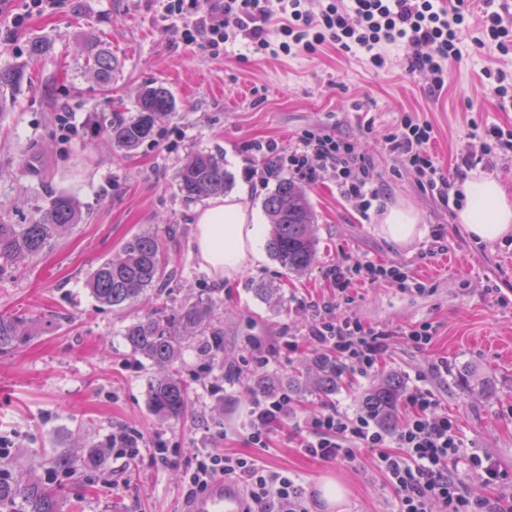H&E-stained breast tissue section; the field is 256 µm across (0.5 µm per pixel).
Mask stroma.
<instances>
[{
    "instance_id": "1",
    "label": "stroma",
    "mask_w": 512,
    "mask_h": 512,
    "mask_svg": "<svg viewBox=\"0 0 512 512\" xmlns=\"http://www.w3.org/2000/svg\"><path fill=\"white\" fill-rule=\"evenodd\" d=\"M36 38L51 47L32 58L28 46ZM93 41L118 64L111 84L85 66ZM461 52L435 89L430 76L408 72L413 49L406 44L386 46L380 70L359 52L264 55L241 39L215 56L184 40L162 0H59L54 11L27 16L24 26L0 20V67L26 68L13 107L0 116V222L30 223L59 193L75 197L86 215L0 278V313H23L39 324L28 343L0 356V437L13 448L0 471L56 490L57 512H184L186 471L196 449L210 448L300 475L314 512H328L317 489L329 475L348 490L342 512H390L394 494L368 452L350 463H326L301 455L297 443L325 407L362 412L364 393L396 373L406 389L420 382L434 392L465 441L494 458L502 474L498 494L512 495V240H473L455 210L422 188L384 140L403 113L419 115L433 125L427 149L448 173L463 147L482 152L484 126L512 130V101L484 92L485 70L512 74V55L468 38ZM157 85L169 89L176 107L159 121L154 139L125 153L96 133V113L134 111L142 89ZM307 131L345 139L369 159L379 194L369 212L340 195L333 173L310 179L288 168L286 157ZM267 141L277 143L280 161L253 151ZM199 151L223 158L231 193L261 218L278 180H298L315 210L319 240L308 271L291 274L269 258L223 282L200 266L192 244L199 202L174 181ZM399 202L416 209L423 230L403 246L380 231L384 211ZM153 228L168 258L165 285L121 313L98 303L86 286L89 274L117 257L127 238ZM438 228L448 251L433 255ZM348 258L407 268L427 290L358 282L351 303L337 302L329 271ZM261 283L272 295L256 294ZM204 288L215 300L213 322L224 341L211 351L198 335L186 336L177 364L193 382L192 404L180 420L163 423L147 402V383L158 369L132 354L124 327L137 316H173ZM327 305L336 316L387 330L386 351L372 372L344 374L335 394L293 398L268 447H252L244 434L255 380L282 379L310 364L318 347L309 330ZM421 322L431 323L434 335L418 349L403 332ZM254 337L268 358L261 369L249 363ZM466 370L492 377L494 395L462 389L457 377ZM119 427L143 436L136 462L108 460L74 475L54 468L58 455L108 447ZM157 441L165 442L169 463L151 457Z\"/></svg>"
}]
</instances>
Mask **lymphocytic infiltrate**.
Returning <instances> with one entry per match:
<instances>
[{"instance_id":"f902f5d3","label":"lymphocytic infiltrate","mask_w":512,"mask_h":512,"mask_svg":"<svg viewBox=\"0 0 512 512\" xmlns=\"http://www.w3.org/2000/svg\"><path fill=\"white\" fill-rule=\"evenodd\" d=\"M198 0H166L165 12L180 22L183 37L204 40L213 55H220L230 37H244L255 51L278 45L284 53L317 52L333 46L340 54L357 51L371 64L384 68L382 45L405 42L414 53L407 61L412 73L428 74L435 87H443L444 64L457 59L460 40L469 28L470 0H456L452 10L436 0H217L211 12L197 14ZM481 23L477 45L494 44L502 54L512 53V21L503 16L497 0H480ZM279 17L277 33L267 24ZM433 138V127L417 116L403 115L385 140L414 170L422 187L442 202L460 206L461 193L452 192L453 177L440 171L424 146ZM288 163L296 171L314 175L332 168L342 197L368 212L378 191L365 157L354 155L349 143L329 134L305 132ZM330 275L340 299H347L355 282L393 281L422 293L423 282L402 267L350 259ZM314 343L336 354L360 372L373 369L383 350L386 331L350 317H323L310 329ZM288 394L262 396L251 408L246 440L266 447L272 431L288 411ZM409 412L399 432L385 434L372 417L336 409L321 412L304 426L299 453L325 462H352L359 449L372 452L373 468L384 476L394 493L393 512H512V497L492 493L500 478L494 460L482 449L467 446L455 420L439 408L434 393L415 387L407 397ZM466 467L480 481L481 492L464 490L457 471ZM224 478L241 483L245 512H311L298 476L287 470H270L252 457L202 450L185 477V497L193 499L211 483Z\"/></svg>"}]
</instances>
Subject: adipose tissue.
<instances>
[{"instance_id": "obj_1", "label": "adipose tissue", "mask_w": 512, "mask_h": 512, "mask_svg": "<svg viewBox=\"0 0 512 512\" xmlns=\"http://www.w3.org/2000/svg\"><path fill=\"white\" fill-rule=\"evenodd\" d=\"M457 208V221L472 239L495 242L512 237V201L502 183L490 177H477L463 187ZM382 231L391 241L405 244L420 237L419 215L405 204L385 212ZM265 227L236 197L216 199L195 211V254L201 267L233 280L244 268L264 261L262 244Z\"/></svg>"}]
</instances>
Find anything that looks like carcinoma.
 <instances>
[{
  "mask_svg": "<svg viewBox=\"0 0 512 512\" xmlns=\"http://www.w3.org/2000/svg\"><path fill=\"white\" fill-rule=\"evenodd\" d=\"M97 77L104 83L112 80V56L97 48L88 56ZM24 76L21 66L0 68V114L7 108V97L14 94ZM137 112L128 117L123 112L104 114L98 121L99 131L112 146L125 151L135 150L154 135L157 121L173 114L171 92L163 86L145 88L136 102ZM180 192L198 199L226 193L232 177L224 170L221 157L198 153L175 172ZM270 219L267 248L281 268L301 273L311 268L318 254L313 233L316 214L309 197L291 178H282L264 201ZM80 207L69 195L59 194L49 199L41 217L31 224L0 223V277L15 271L21 262L41 252L44 246L67 227L79 223ZM168 259L162 250L158 234L147 230L126 239L118 258L98 266L90 275L87 287L95 299L114 310L130 308L147 292L165 280ZM214 300L210 295L198 296L182 303L173 318L137 317L124 329L132 352L165 369V373L149 383L148 406L162 421L178 420L189 409L190 385L174 366L185 336L192 329L203 333L212 323ZM35 322L16 315L0 314V355L35 335ZM315 389L333 394L345 372L336 355L319 352L312 359ZM256 387L262 393L280 385L294 393L306 387L302 373H291L283 381L258 379ZM404 393V381L391 374L370 388L363 396V407L381 426L393 425L395 412ZM98 453L92 449L84 455L55 459V466L67 473H76L96 466ZM21 499L24 512H57L55 495L46 488L17 482L0 481V507L7 508Z\"/></svg>",
  "mask_w": 512,
  "mask_h": 512,
  "instance_id": "carcinoma-1",
  "label": "carcinoma"
}]
</instances>
